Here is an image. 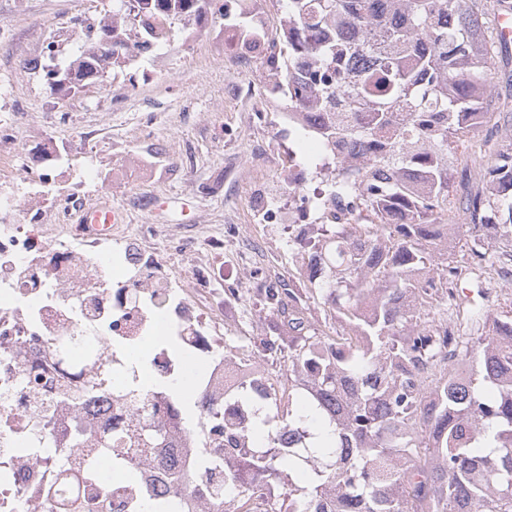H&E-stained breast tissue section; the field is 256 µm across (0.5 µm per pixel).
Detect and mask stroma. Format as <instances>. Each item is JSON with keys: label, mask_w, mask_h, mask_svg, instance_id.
I'll return each instance as SVG.
<instances>
[{"label": "stroma", "mask_w": 512, "mask_h": 512, "mask_svg": "<svg viewBox=\"0 0 512 512\" xmlns=\"http://www.w3.org/2000/svg\"><path fill=\"white\" fill-rule=\"evenodd\" d=\"M112 12V0H0V104L32 140L49 139L73 159L72 178L58 179L50 207L74 223L78 206L107 201L160 248L177 272L201 226L269 224L271 230L314 223L300 196L277 193L287 160L313 170L318 158L309 141L288 129L287 109L272 90L261 58L230 50L220 18L193 37L176 33L169 55L140 58L108 69L103 81L58 100L25 60L42 58L52 40L68 46L82 37L80 21L95 24ZM488 72L491 113L452 167V193L461 199L489 186L475 169L504 142L512 123V45L495 46ZM94 168L98 183L76 188L74 177ZM165 203L153 207L151 198ZM263 276L282 287L299 285L300 273L287 238L261 259ZM460 288L478 308L512 313V293L496 280L467 277ZM260 284L225 279L212 288L224 304L228 336L269 335L258 311Z\"/></svg>", "instance_id": "1"}]
</instances>
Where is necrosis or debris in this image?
I'll list each match as a JSON object with an SVG mask.
<instances>
[{
  "label": "necrosis or debris",
  "mask_w": 512,
  "mask_h": 512,
  "mask_svg": "<svg viewBox=\"0 0 512 512\" xmlns=\"http://www.w3.org/2000/svg\"><path fill=\"white\" fill-rule=\"evenodd\" d=\"M22 145L13 133L0 137V460L7 462L0 512H30L46 484L59 482L87 456L77 432L98 433L106 423L115 453L138 465L140 483L111 476L99 485H64L65 494H93L101 512H135L145 494L177 498L180 512H197L208 477L189 447L220 440L226 457L240 461L252 452L245 432L254 406L281 401L257 362L217 354L222 309L194 298L211 283L212 252L231 245L236 227L227 225L224 238L203 240L190 257L187 279L176 281L158 249L120 225L100 239L48 214L46 189L54 174L69 168V158L53 143L42 144L41 176L23 188L11 176ZM159 324L181 338L183 350L153 349L149 369L156 378L178 376L187 352L207 362L198 379L204 418L190 432L170 399L153 396L140 410L125 397L136 381L129 355ZM91 354L111 358L112 388L75 412L62 402L60 384L80 373ZM242 386L250 389L252 404L236 398ZM145 425L165 431V447H127L131 431ZM41 443L54 455L31 458L30 449Z\"/></svg>",
  "instance_id": "1"
}]
</instances>
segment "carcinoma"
Listing matches in <instances>:
<instances>
[{
    "label": "carcinoma",
    "mask_w": 512,
    "mask_h": 512,
    "mask_svg": "<svg viewBox=\"0 0 512 512\" xmlns=\"http://www.w3.org/2000/svg\"><path fill=\"white\" fill-rule=\"evenodd\" d=\"M112 0V12L142 28L138 56L154 50L151 19L209 9L211 0ZM303 37L269 44L276 93L312 106L315 139L336 153L322 188L345 202L315 235L297 233L295 261L323 265L312 283L340 328L312 322L301 288H268L262 308L286 336L238 340L287 365L288 416L297 448L272 446L274 425L257 409L248 459L273 493L270 512H512V317L472 309L448 319L463 270L439 248L458 236L481 270L512 260V126L508 144L482 165L495 188L451 213L450 163L487 118L488 41L500 39L477 0H284ZM99 39L64 60L26 62L50 88L104 77ZM284 79H278L280 69ZM454 365L469 379L448 378ZM213 481L206 512L241 504L232 469L203 455ZM84 512L79 497H58Z\"/></svg>",
    "instance_id": "1"
}]
</instances>
